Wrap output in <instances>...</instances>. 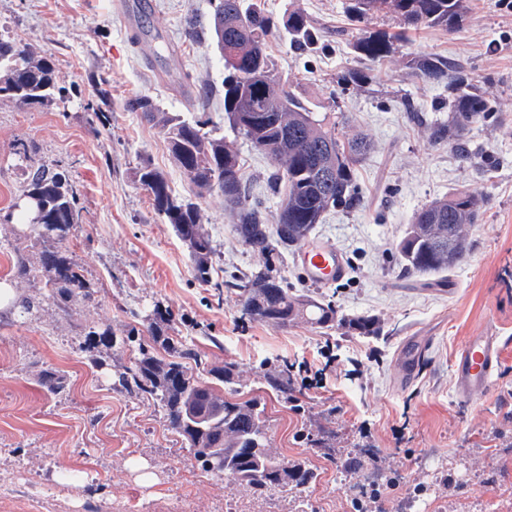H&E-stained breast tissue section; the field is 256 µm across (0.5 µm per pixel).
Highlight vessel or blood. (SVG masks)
I'll use <instances>...</instances> for the list:
<instances>
[{
  "mask_svg": "<svg viewBox=\"0 0 512 512\" xmlns=\"http://www.w3.org/2000/svg\"><path fill=\"white\" fill-rule=\"evenodd\" d=\"M296 265L307 281L318 285L339 282L350 271L345 254L334 245L320 240L302 244ZM499 349L498 337L481 332L467 338L454 360L458 396L468 399L490 386L497 367Z\"/></svg>",
  "mask_w": 512,
  "mask_h": 512,
  "instance_id": "b4317fda",
  "label": "vessel or blood"
}]
</instances>
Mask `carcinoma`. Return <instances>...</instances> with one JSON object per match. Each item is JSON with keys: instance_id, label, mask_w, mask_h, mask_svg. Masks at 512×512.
Instances as JSON below:
<instances>
[{"instance_id": "obj_1", "label": "carcinoma", "mask_w": 512, "mask_h": 512, "mask_svg": "<svg viewBox=\"0 0 512 512\" xmlns=\"http://www.w3.org/2000/svg\"><path fill=\"white\" fill-rule=\"evenodd\" d=\"M469 10L470 0H349L347 15L353 25L379 15L391 16L398 23L396 31L359 30L352 48L359 57L379 63L412 31L461 29ZM278 31L291 36L302 50L313 49L321 38L303 11H290L276 22L264 0H218L211 20L213 41L224 55V114L238 135L277 165L267 178L278 198L273 222L249 199L234 143L203 131L208 124L205 114L187 119L161 109L148 96L129 99L126 108L141 113L163 131L173 163L199 190L216 189L224 195L233 217V233L262 256L244 280L233 284L240 291L242 317L280 327L305 320L321 328L346 326L374 336L379 332L376 319L338 316L331 302L288 288L273 263L282 251L309 239L327 211L354 209L360 204L353 171L372 149L362 133L340 134L336 113L318 119L304 104L269 53L270 37ZM408 64L422 80L448 85L451 119L434 124L432 136L458 146L462 157L469 158L463 137L472 127L487 122L486 93L444 57L418 55ZM340 80L362 88L370 86L374 76L348 70ZM62 98L63 88L49 57L15 42L0 41V100L52 110ZM16 155L26 175L22 196L38 199L45 210L44 223L33 225L42 243L36 270L56 298L89 296L90 285L67 247L79 224L74 186L63 171L33 167L28 145L19 144ZM136 176L150 194L154 210L189 249L196 279L211 282L214 247L201 223L198 204L173 195L165 173L157 169L143 166ZM483 206V198L459 190L418 209L396 244L404 269L427 275L462 265L470 251L469 227ZM155 339L172 347L168 337L157 335ZM174 351V359L164 360L142 350V358L122 376L120 386L128 394H147L158 402L169 427L187 441L203 470L211 471L209 458L218 455L224 458L222 473L258 495L313 480L305 464L289 463L269 448L260 402L225 400L216 389L194 378L191 364L202 363L195 349L181 345Z\"/></svg>"}]
</instances>
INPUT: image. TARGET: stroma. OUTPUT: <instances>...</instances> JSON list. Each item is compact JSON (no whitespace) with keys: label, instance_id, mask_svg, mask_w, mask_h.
<instances>
[{"label":"stroma","instance_id":"35a3bbf8","mask_svg":"<svg viewBox=\"0 0 512 512\" xmlns=\"http://www.w3.org/2000/svg\"><path fill=\"white\" fill-rule=\"evenodd\" d=\"M504 0H471L460 30L425 29L373 64L357 57L348 0H267L274 18L299 9L322 38L304 51L290 37L271 38L269 52L315 112L344 113V133L363 132L372 151L356 166L360 204L329 211L316 239L346 255L350 273L324 287L309 283L285 253L275 267L289 288L331 301L339 315L371 316L377 336L299 322L281 328L242 319L231 279L259 263L238 241L232 216L216 190L198 193L171 161L158 127L126 111L135 95L156 98L168 112H204L235 141L250 196L274 214L267 183L271 158L236 140L224 118V61L209 32L211 0H0V39L51 57L66 99L41 110L0 102V280L22 299L40 298L32 315L0 309V478L12 488L0 512H110L113 500L153 502L156 512H218L249 498L254 512H354L367 472L344 467L340 452L374 450L398 480L401 512H512V421L502 378L469 399L454 387L453 359L477 332L500 337L499 368L512 367V11ZM433 54L462 64L487 92L494 118L473 127L463 160L436 142L432 125L447 119L446 84L428 83L408 66ZM376 74L368 89L343 86L345 70ZM36 164L65 170L79 196L80 218L70 240L94 295L61 304L17 270L36 259L33 237L6 215L22 193L18 144ZM163 171L174 195L200 207L213 240V282L197 281L186 247L159 216L134 174ZM466 189L486 200L469 230L467 261L431 276L405 272L396 244L414 212L433 199ZM161 311L158 330L197 349L193 373L232 401L265 407L267 438L287 461L305 462L311 483L277 495L247 496L244 487L200 470L194 452L147 395L116 388L141 349L164 356L144 314ZM109 330L116 345L85 348L89 327ZM419 347L412 383L399 380L402 348ZM325 368L321 387L305 389L303 363ZM229 368L218 383L214 370ZM66 381L51 393L45 372ZM288 380L280 393L274 379ZM501 431L496 448L486 437ZM452 475L460 491L448 497L439 481Z\"/></svg>","mask_w":512,"mask_h":512}]
</instances>
